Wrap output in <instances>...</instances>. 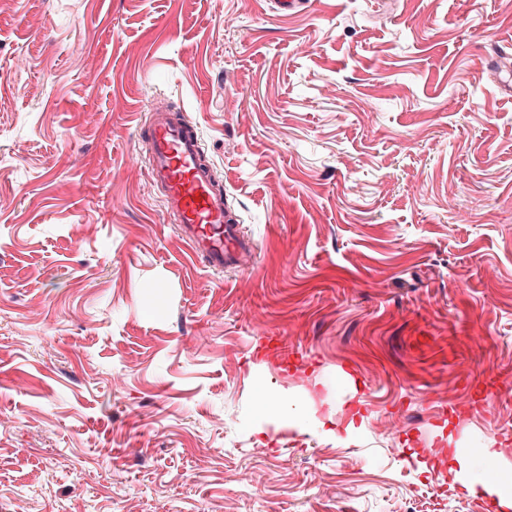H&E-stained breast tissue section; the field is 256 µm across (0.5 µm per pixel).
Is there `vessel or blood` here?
Returning <instances> with one entry per match:
<instances>
[{
	"mask_svg": "<svg viewBox=\"0 0 512 512\" xmlns=\"http://www.w3.org/2000/svg\"><path fill=\"white\" fill-rule=\"evenodd\" d=\"M140 131L149 180L192 254L216 271L238 261L248 247L241 220L206 157L196 124L186 113L156 108Z\"/></svg>",
	"mask_w": 512,
	"mask_h": 512,
	"instance_id": "obj_1",
	"label": "vessel or blood"
}]
</instances>
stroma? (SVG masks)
<instances>
[{
  "mask_svg": "<svg viewBox=\"0 0 512 512\" xmlns=\"http://www.w3.org/2000/svg\"><path fill=\"white\" fill-rule=\"evenodd\" d=\"M159 101L238 266L151 189ZM509 386L512 0H0V512H491L427 453L512 469ZM148 176L192 254L221 271L248 247L224 183L207 159L196 124L182 111L154 108L139 126Z\"/></svg>",
  "mask_w": 512,
  "mask_h": 512,
  "instance_id": "stroma-1",
  "label": "stroma"
}]
</instances>
